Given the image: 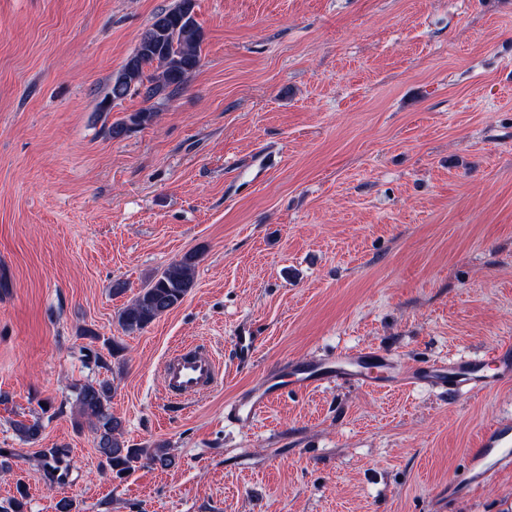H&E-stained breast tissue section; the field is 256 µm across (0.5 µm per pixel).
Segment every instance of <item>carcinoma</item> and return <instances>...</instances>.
I'll return each mask as SVG.
<instances>
[{"label":"carcinoma","instance_id":"carcinoma-1","mask_svg":"<svg viewBox=\"0 0 512 512\" xmlns=\"http://www.w3.org/2000/svg\"><path fill=\"white\" fill-rule=\"evenodd\" d=\"M202 43L203 31L193 15L192 0H176L172 7L156 15L133 53L112 75L100 110L109 112L113 103L133 94L153 106L113 123L108 128L111 137H121L134 127L150 123L157 113L156 105L168 103L183 92L190 75L200 65ZM196 259L197 254L189 253L152 278L119 313L122 330L129 334L140 332L163 313L181 305L193 285ZM112 392L114 386L107 379L76 388L77 414L94 431L96 448L112 477L122 479L142 462L162 468L172 466L173 458L165 445L147 448L126 443L122 422L110 410ZM42 428L38 418L13 422L15 434L29 443L39 441ZM69 453L64 444L40 450L43 476L49 488L63 485L68 479ZM0 512H29V492L23 482H17L16 494L0 506Z\"/></svg>","mask_w":512,"mask_h":512}]
</instances>
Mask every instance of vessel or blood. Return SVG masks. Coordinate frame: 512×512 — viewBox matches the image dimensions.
<instances>
[{
  "label": "vessel or blood",
  "instance_id": "b4317fda",
  "mask_svg": "<svg viewBox=\"0 0 512 512\" xmlns=\"http://www.w3.org/2000/svg\"><path fill=\"white\" fill-rule=\"evenodd\" d=\"M290 382L268 377L261 385L240 393L227 416L235 422H253L285 393L309 392L336 383H352L372 391L428 386L449 397L478 393L512 378V341L501 340L476 357L461 356L421 367L399 369L387 354L375 349L344 350L305 359L292 367ZM218 370L211 352L193 345L174 350L164 364L167 395L181 401L212 390ZM512 468V422L488 429L466 457L464 482L478 486Z\"/></svg>",
  "mask_w": 512,
  "mask_h": 512
}]
</instances>
